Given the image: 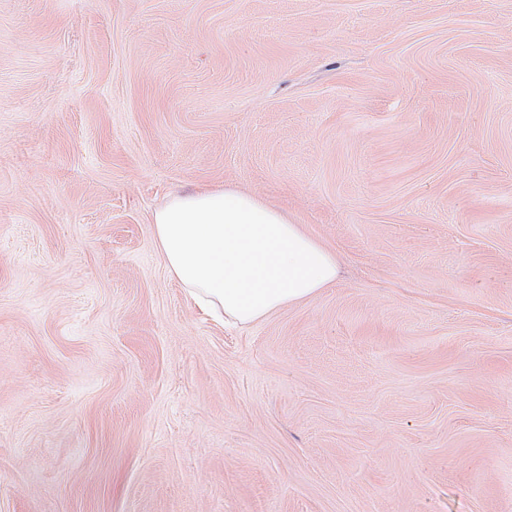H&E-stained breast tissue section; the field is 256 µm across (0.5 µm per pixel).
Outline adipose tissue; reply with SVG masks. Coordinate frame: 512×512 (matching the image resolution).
<instances>
[{
    "instance_id": "1",
    "label": "adipose tissue",
    "mask_w": 512,
    "mask_h": 512,
    "mask_svg": "<svg viewBox=\"0 0 512 512\" xmlns=\"http://www.w3.org/2000/svg\"><path fill=\"white\" fill-rule=\"evenodd\" d=\"M151 222L170 276L220 323H256L336 283L332 249L282 210L232 186L172 194Z\"/></svg>"
}]
</instances>
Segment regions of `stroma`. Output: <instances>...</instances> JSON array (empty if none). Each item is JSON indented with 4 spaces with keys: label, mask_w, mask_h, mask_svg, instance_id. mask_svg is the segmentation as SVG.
I'll return each instance as SVG.
<instances>
[{
    "label": "stroma",
    "mask_w": 512,
    "mask_h": 512,
    "mask_svg": "<svg viewBox=\"0 0 512 512\" xmlns=\"http://www.w3.org/2000/svg\"><path fill=\"white\" fill-rule=\"evenodd\" d=\"M224 185L336 284L200 315ZM0 512H512V0H0ZM154 243L188 298L247 326L336 284V253L282 210L236 187L172 194L151 217Z\"/></svg>",
    "instance_id": "obj_1"
}]
</instances>
